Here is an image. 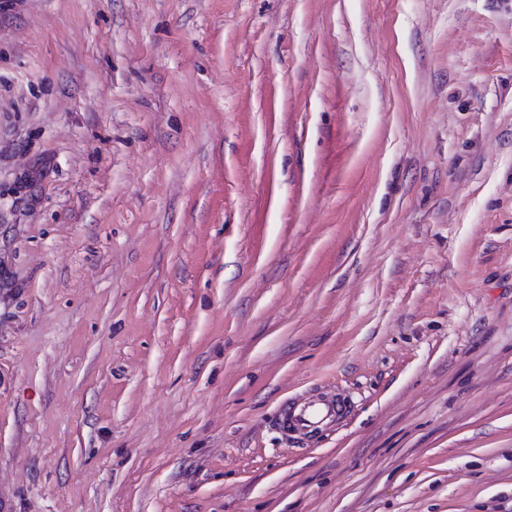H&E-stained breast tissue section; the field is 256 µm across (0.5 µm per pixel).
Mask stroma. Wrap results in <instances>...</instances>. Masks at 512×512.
Instances as JSON below:
<instances>
[{
	"label": "stroma",
	"mask_w": 512,
	"mask_h": 512,
	"mask_svg": "<svg viewBox=\"0 0 512 512\" xmlns=\"http://www.w3.org/2000/svg\"><path fill=\"white\" fill-rule=\"evenodd\" d=\"M0 512H512V0H0ZM336 407V404L324 399H310L303 403L297 413L293 412L294 407L290 411L287 409L282 415L280 425L286 432L288 427L298 432L316 429L325 420L336 415Z\"/></svg>",
	"instance_id": "1"
}]
</instances>
